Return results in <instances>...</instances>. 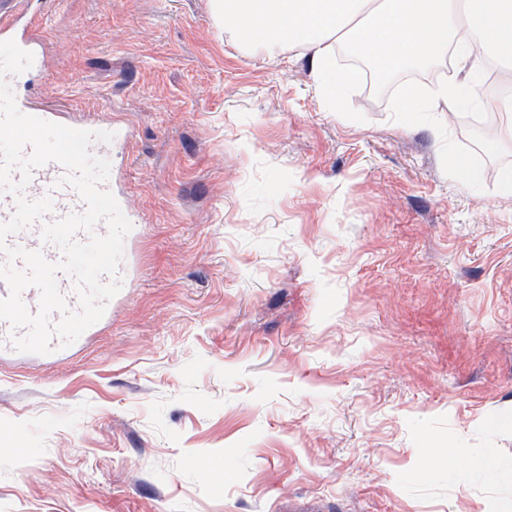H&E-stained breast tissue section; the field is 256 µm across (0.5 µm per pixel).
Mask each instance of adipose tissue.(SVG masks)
I'll use <instances>...</instances> for the list:
<instances>
[{
  "label": "adipose tissue",
  "instance_id": "adipose-tissue-1",
  "mask_svg": "<svg viewBox=\"0 0 512 512\" xmlns=\"http://www.w3.org/2000/svg\"><path fill=\"white\" fill-rule=\"evenodd\" d=\"M215 9L225 33L243 46L272 56L287 48L308 52L331 112L345 111L354 80L350 72L324 80L337 47L354 46L383 65L455 62L459 78L438 85L429 100H403L405 127L417 113L476 100L486 57L512 62V0H215Z\"/></svg>",
  "mask_w": 512,
  "mask_h": 512
}]
</instances>
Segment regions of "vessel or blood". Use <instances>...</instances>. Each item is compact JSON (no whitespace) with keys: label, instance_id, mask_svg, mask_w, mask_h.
I'll return each mask as SVG.
<instances>
[{"label":"vessel or blood","instance_id":"1","mask_svg":"<svg viewBox=\"0 0 512 512\" xmlns=\"http://www.w3.org/2000/svg\"><path fill=\"white\" fill-rule=\"evenodd\" d=\"M44 0H0V41L9 39L24 50L32 52L34 62L30 68L31 73L41 72L45 66V41L39 24L43 12ZM12 90L17 91L25 81L24 75H10L6 78ZM19 110L25 114L41 118L46 121L58 123L70 128L107 131L112 133V143L101 140H91L88 150L91 156L111 159L113 143L124 142L129 131L127 128L114 124L111 121L92 120L75 114H65L55 109L38 105L33 98L19 95L16 98ZM66 169L59 163L50 162L35 169L29 183L22 189L20 195H13L7 191H0V223L8 221L14 211L17 198L29 201H38L51 198L53 208L44 219L34 222L25 230L9 235L5 249L0 250V266L14 265L17 269H24L22 260H9L6 251L10 248H23L38 251L51 263H59L63 259V252L54 243L44 241L42 229L44 224L55 221L71 213H81L85 204L77 191L63 182Z\"/></svg>","mask_w":512,"mask_h":512}]
</instances>
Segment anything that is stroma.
Segmentation results:
<instances>
[{
	"label": "stroma",
	"mask_w": 512,
	"mask_h": 512,
	"mask_svg": "<svg viewBox=\"0 0 512 512\" xmlns=\"http://www.w3.org/2000/svg\"><path fill=\"white\" fill-rule=\"evenodd\" d=\"M46 13L33 96L131 130L139 235L81 352L0 361V512H512L496 98L405 129L403 86L327 111L212 0Z\"/></svg>",
	"instance_id": "35a3bbf8"
}]
</instances>
